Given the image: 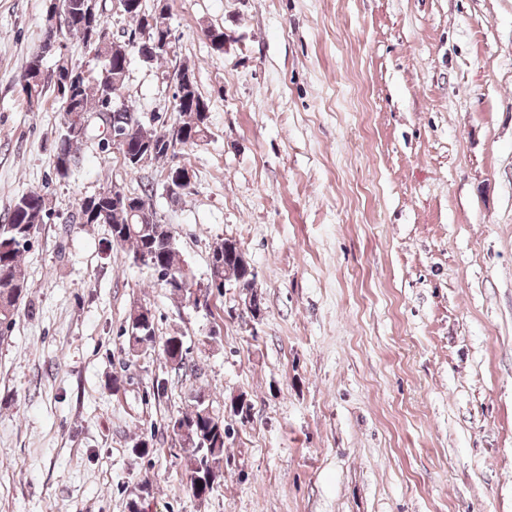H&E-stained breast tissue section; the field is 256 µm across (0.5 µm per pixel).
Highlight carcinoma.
<instances>
[{"label":"carcinoma","instance_id":"carcinoma-1","mask_svg":"<svg viewBox=\"0 0 512 512\" xmlns=\"http://www.w3.org/2000/svg\"><path fill=\"white\" fill-rule=\"evenodd\" d=\"M173 2L156 0L150 10L143 9L141 0L121 6L134 31L146 36L154 46L155 52L142 60L146 65L158 63L168 55L162 45L169 33ZM87 3L88 0H48L46 21L60 19L63 28L59 37L82 42L91 59L84 64L58 59L52 77L44 81L40 91L34 96L25 92L30 106L39 104L45 91L51 89L60 104L71 103L80 112L100 115L99 121L106 131L101 151L118 150L133 169L148 161L173 159L178 149L205 141L208 137L209 106L198 91L194 68L187 64L173 72V79L181 91L179 100L174 102V123L181 127L185 139L170 143L166 140V130L151 122L133 126L134 107L129 104L119 106L117 99L126 86L129 56L139 53V50L115 35L109 39L104 37L102 32L108 26L103 5L97 3L96 11L89 13L85 8ZM71 115V111L64 110V119L56 136L53 169L60 180L68 179L77 168L81 147L89 136L87 132H72ZM154 194L151 182L144 184L137 195H129L123 188L111 185L88 197L97 208L95 220L85 219V212L80 207L70 216L69 223L108 225L111 243L130 245L132 258L143 261L144 266L157 274L158 282L170 295L189 301L193 277L180 257L172 228L167 224H138L136 217L130 215L125 207L112 204L115 195L132 201L150 202ZM51 214L48 194L30 191L15 199L0 222V335L15 323L19 304L27 295L28 279L22 262L23 253L30 248V240ZM240 253L242 250L236 241L225 239L212 248L208 265L219 263L224 266L221 276L229 281L239 277L245 279L248 291L252 293L255 290V272L248 273L239 267L237 257ZM177 278L186 280V287H173L172 282ZM125 333L129 349L152 347L155 343L154 319L145 317L141 310L136 309L127 319ZM162 353L172 370H193L181 337H167ZM177 423L184 427L178 434L179 444L188 450L183 458L185 475L193 495L203 500L212 491L216 480L223 476L224 419L216 415L198 394L191 409L170 418V424ZM199 482L202 483L200 487L197 486Z\"/></svg>","mask_w":512,"mask_h":512}]
</instances>
